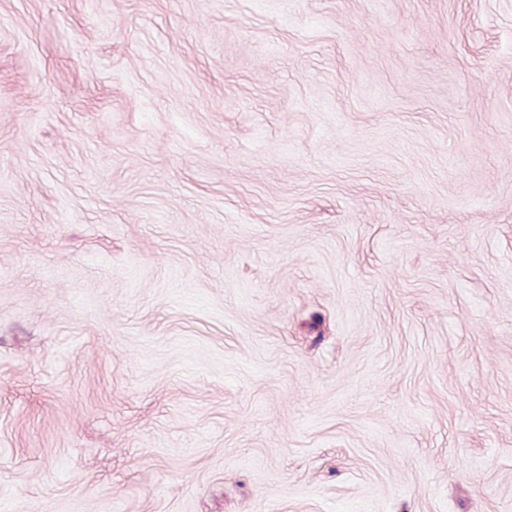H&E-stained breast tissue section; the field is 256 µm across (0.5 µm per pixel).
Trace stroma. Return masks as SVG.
<instances>
[{"mask_svg":"<svg viewBox=\"0 0 512 512\" xmlns=\"http://www.w3.org/2000/svg\"><path fill=\"white\" fill-rule=\"evenodd\" d=\"M0 512H512V0H0Z\"/></svg>","mask_w":512,"mask_h":512,"instance_id":"stroma-1","label":"stroma"}]
</instances>
